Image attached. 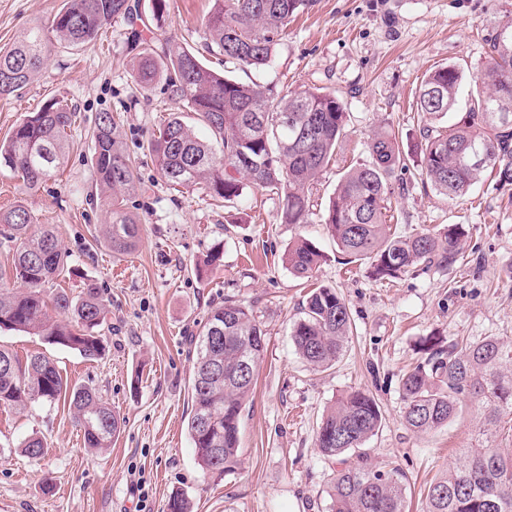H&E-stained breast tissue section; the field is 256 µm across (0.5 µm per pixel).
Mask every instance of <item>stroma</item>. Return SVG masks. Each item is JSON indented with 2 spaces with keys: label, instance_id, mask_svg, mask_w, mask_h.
<instances>
[{
  "label": "stroma",
  "instance_id": "35a3bbf8",
  "mask_svg": "<svg viewBox=\"0 0 512 512\" xmlns=\"http://www.w3.org/2000/svg\"><path fill=\"white\" fill-rule=\"evenodd\" d=\"M61 2L0 0V48L48 24ZM167 2L168 17L153 36L202 51L212 0ZM509 17L512 0H313L293 19L270 65L252 78L283 94L322 87L345 104L349 136L339 164L313 190L316 209L328 204L344 166L368 159L378 128L399 131L413 146L422 125V80L453 65L472 81L495 29ZM127 36V25L117 21L94 45L54 48L28 85L0 99V139L51 100L76 110L57 176L29 190L0 164V209L23 204L35 223L55 232L71 256L56 287L75 297L95 284L108 305L100 357L7 329L0 330V347L22 359L44 354L70 385L96 388L120 417L111 447L96 450L85 446L67 404L0 407V512H167L176 491L189 498L192 512H330L338 462L321 454L316 432L336 398L354 389L373 393L384 413L368 443L373 461L403 470L410 512H421L427 482L448 469L458 449L472 446L483 410L472 402L447 427L413 433L401 418L400 379L420 359L422 337L448 344L512 340V184L489 172L452 201L407 171L392 198L397 232L462 224L468 235L454 267L422 264L391 280L375 279L365 264H342L324 224L281 223L277 203L261 193H248L225 223L209 196L175 190L159 176L147 145L175 106L157 88L138 97ZM101 112L119 113V135L145 187L124 200L141 219L142 240L119 259L103 243L111 191L96 184L91 165ZM298 235L324 256L306 281L282 262ZM217 246L223 266L196 277V261ZM321 285L346 300L353 334L333 367L315 371L297 353L291 329L305 295ZM228 296L252 307L266 351L241 423L239 467L224 476L204 472L192 449L188 337ZM33 434L48 444L38 459L19 448Z\"/></svg>",
  "mask_w": 512,
  "mask_h": 512
}]
</instances>
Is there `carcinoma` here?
<instances>
[{
    "label": "carcinoma",
    "mask_w": 512,
    "mask_h": 512,
    "mask_svg": "<svg viewBox=\"0 0 512 512\" xmlns=\"http://www.w3.org/2000/svg\"><path fill=\"white\" fill-rule=\"evenodd\" d=\"M310 0H213L205 22L206 48L224 56L219 72L189 49L158 46L135 26L159 28L166 0H153L151 15L137 0H63L49 28L32 27L7 49H0V98L25 87L50 51L51 40L70 47L94 41L114 21L132 27L129 42L141 90L162 82L178 111L148 143L166 183L199 187L216 201L234 205L246 189H259L279 204L283 224H308L312 190L336 158L347 137L343 100L322 88L279 95L236 72L262 70L272 61L288 23ZM467 94L466 111L442 124ZM416 105L425 125L407 152L395 132L377 130L369 159L343 174L321 217L348 262L367 263L378 279H397L419 264L453 267L461 258L465 229L450 224L437 231L400 236L387 224L392 188L389 178L409 168L416 157L422 181L451 200L464 197L487 170L512 165V19L498 25L484 65L469 85L453 66L430 72L419 88ZM207 131L198 136L187 116ZM76 112L59 101L31 112L0 141V160L17 171L29 189L56 176L66 150L67 129ZM112 112H100L91 158L97 182L112 189L111 221L104 241L116 257L140 243V218L123 208L120 192H134L133 166L116 137ZM5 240L14 243L11 271L23 290L0 287V329L37 336L44 342L96 358L105 351L98 328L105 320L106 299L93 284L76 298L47 291L68 265L69 255L54 232L33 223L23 205L0 211ZM322 260L305 238L288 247L283 262L299 278H309ZM223 263L210 252L196 262L201 277ZM353 334L350 309L334 288L312 289L303 316L291 330L292 342L313 370L333 365ZM193 352L192 411L188 431L198 464L226 475L239 466L242 415L252 396L255 373L265 351V334L253 310L232 298L213 308L199 333L190 336ZM422 361L407 371L400 386L403 421L414 433L448 424L464 400L481 404L485 424L477 445L462 448L453 466L429 483L423 512H512V448L499 446L505 429L503 411L512 413V345L489 337L481 342L445 346L426 337ZM251 372L241 375L244 363ZM69 403L89 448H109L119 430V416L92 387H71L47 357L20 360L0 348V407L31 403ZM383 424L378 401L355 390L337 399L322 418L316 444L322 455L341 458L330 486L331 512H408L406 475L396 466L371 462L366 442ZM22 452L37 459L47 451L42 438L30 436Z\"/></svg>",
    "instance_id": "carcinoma-1"
}]
</instances>
